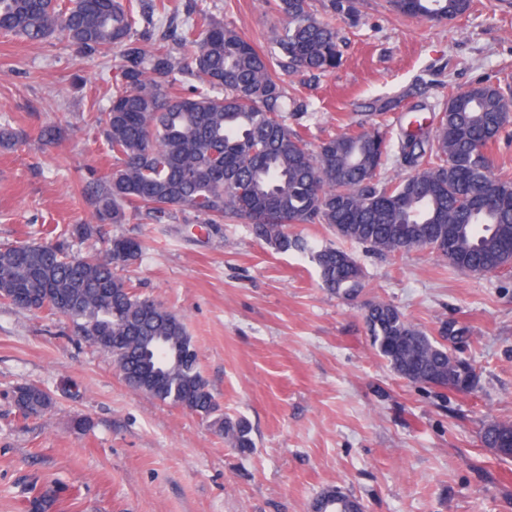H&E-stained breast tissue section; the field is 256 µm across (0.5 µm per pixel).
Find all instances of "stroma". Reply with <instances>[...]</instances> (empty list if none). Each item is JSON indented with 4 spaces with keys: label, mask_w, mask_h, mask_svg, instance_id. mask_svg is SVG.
Segmentation results:
<instances>
[{
    "label": "stroma",
    "mask_w": 512,
    "mask_h": 512,
    "mask_svg": "<svg viewBox=\"0 0 512 512\" xmlns=\"http://www.w3.org/2000/svg\"><path fill=\"white\" fill-rule=\"evenodd\" d=\"M169 4L183 17L207 10L266 48L281 26L265 0ZM336 28L333 72L284 79L288 96L311 104L314 145L389 99L393 148L414 105L432 128L452 93L512 84V0H472L444 22L359 0L357 21ZM117 64L78 53L59 32L40 42L0 35V126L22 131L0 146V244L39 240L45 224L91 222L82 189L112 170L97 117ZM48 126L57 140L43 138ZM111 231L141 240L122 277L183 320L225 416L247 420L255 446L241 455L200 415L130 389L109 353L68 336L65 316L0 302V512H33L43 495L49 512H312L332 486L366 512H512V459L479 438L484 422L512 421V272L465 273L427 249L381 255L324 224L289 225L303 252L188 211ZM329 246L364 268L357 299L322 288L315 254ZM373 301L433 336L460 329L473 393L399 378L367 334ZM25 384L52 394L43 416L18 415L13 395Z\"/></svg>",
    "instance_id": "stroma-1"
}]
</instances>
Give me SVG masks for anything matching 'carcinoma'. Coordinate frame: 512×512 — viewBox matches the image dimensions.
Instances as JSON below:
<instances>
[{"mask_svg": "<svg viewBox=\"0 0 512 512\" xmlns=\"http://www.w3.org/2000/svg\"><path fill=\"white\" fill-rule=\"evenodd\" d=\"M283 27L266 53L207 13L181 26L156 28L146 40L137 26L165 17V0L137 16L123 0H0V34L42 41L58 31L78 52L106 55L119 65L110 106L100 121L113 167L87 185L95 223L43 231L45 241L0 247V299L19 309L23 290L34 309L67 316L77 336L112 355L128 385L168 405L210 420L238 452L254 448L244 419L221 413L198 366L182 319L135 292L117 270L135 263L141 241L107 236L110 224H157L190 211L204 224L242 220L253 237L276 251L306 249L290 224H326L338 237L385 255L429 249L454 268L485 274L512 258V173L495 169L490 148L509 124L508 93L477 83L448 99L429 131L405 130L396 162L401 174L381 176L387 145L382 123L356 132H329L311 147L300 131L309 109L287 101L281 72L324 74L341 49L336 27L319 19L312 0H268ZM404 15L442 22L464 15L471 0H391ZM334 17L358 16L356 0H329ZM200 85L186 89L180 77ZM103 239L100 253L72 256L69 238ZM322 286L345 297L364 288L365 273L334 247L317 252ZM364 321L372 346L400 378L424 387L469 392L475 369L448 348L447 332L430 336L393 305L372 302ZM52 395L27 384L14 405L40 417ZM486 448H512V424L489 421ZM363 503L324 490L313 512H344Z\"/></svg>", "mask_w": 512, "mask_h": 512, "instance_id": "1", "label": "carcinoma"}]
</instances>
